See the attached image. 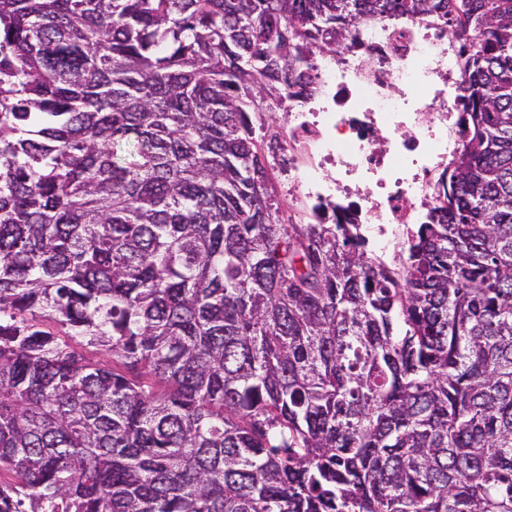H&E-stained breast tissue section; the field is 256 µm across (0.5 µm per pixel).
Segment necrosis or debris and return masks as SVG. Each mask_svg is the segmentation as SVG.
Segmentation results:
<instances>
[{"label": "necrosis or debris", "mask_w": 512, "mask_h": 512, "mask_svg": "<svg viewBox=\"0 0 512 512\" xmlns=\"http://www.w3.org/2000/svg\"><path fill=\"white\" fill-rule=\"evenodd\" d=\"M458 49L434 17L375 19L313 62V95L289 99L279 157L314 223L335 207L386 250L440 203L461 147Z\"/></svg>", "instance_id": "4bbe7bcc"}]
</instances>
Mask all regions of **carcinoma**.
I'll list each match as a JSON object with an SVG mask.
<instances>
[{
    "label": "carcinoma",
    "instance_id": "cac0c4a2",
    "mask_svg": "<svg viewBox=\"0 0 512 512\" xmlns=\"http://www.w3.org/2000/svg\"><path fill=\"white\" fill-rule=\"evenodd\" d=\"M427 14L463 144L393 265L255 129ZM0 512H512V0H0Z\"/></svg>",
    "mask_w": 512,
    "mask_h": 512
}]
</instances>
